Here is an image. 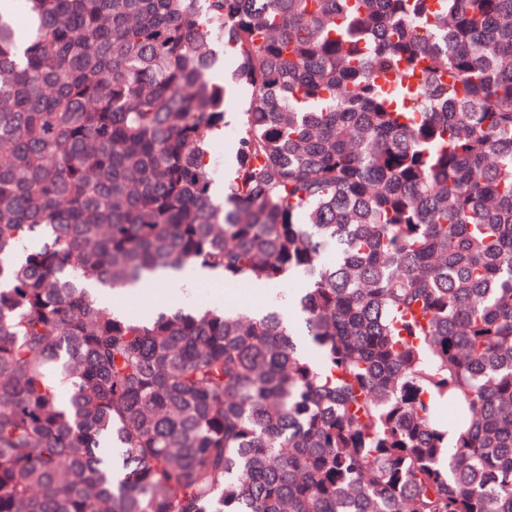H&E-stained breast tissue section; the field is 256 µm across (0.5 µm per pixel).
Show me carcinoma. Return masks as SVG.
<instances>
[{"label":"carcinoma","instance_id":"obj_1","mask_svg":"<svg viewBox=\"0 0 512 512\" xmlns=\"http://www.w3.org/2000/svg\"><path fill=\"white\" fill-rule=\"evenodd\" d=\"M0 512H512V0L0 10ZM237 136L238 133L235 126L224 127V137L210 148L212 172L217 183L224 181V168L233 155ZM216 153L220 155V163L218 165H214ZM211 275L212 272L206 269H199L193 277H182L169 273L166 278L159 281H147L165 289H154L145 294H136L134 290L128 294L116 295L113 303L114 306L122 310H130L132 313H137L141 309L153 305L157 309L159 303L167 307L168 310L199 305L211 306V301L217 296L224 298V306H229L232 309L259 311L270 305V297L263 288H257L259 286L249 283L228 285L224 284V280L221 278L201 281L190 296L172 289L189 291L194 288L197 278ZM147 282L139 284L137 288H141Z\"/></svg>","mask_w":512,"mask_h":512}]
</instances>
